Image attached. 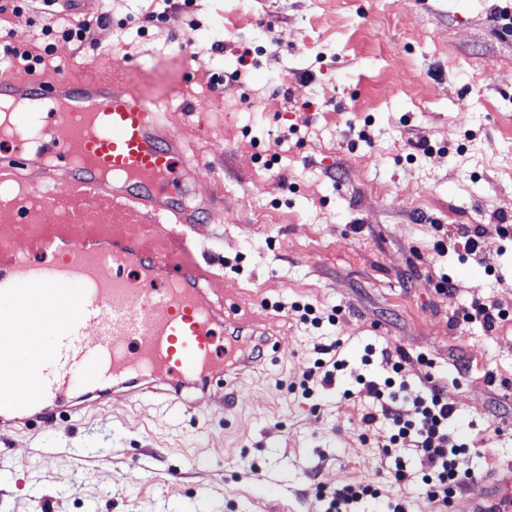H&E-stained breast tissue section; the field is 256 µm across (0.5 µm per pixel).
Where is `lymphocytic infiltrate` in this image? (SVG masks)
I'll use <instances>...</instances> for the list:
<instances>
[{"label":"lymphocytic infiltrate","instance_id":"f902f5d3","mask_svg":"<svg viewBox=\"0 0 512 512\" xmlns=\"http://www.w3.org/2000/svg\"><path fill=\"white\" fill-rule=\"evenodd\" d=\"M403 354L387 358L392 375L384 381H365L367 397L377 401L379 416L389 420L395 432L384 455L393 448H411L419 459L424 494L428 500L447 503L449 495L470 477L459 470L453 456L458 445L448 431V420L455 407L442 385L430 383L426 393H412L402 380Z\"/></svg>","mask_w":512,"mask_h":512}]
</instances>
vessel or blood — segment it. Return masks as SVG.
Masks as SVG:
<instances>
[{
  "label": "vessel or blood",
  "mask_w": 512,
  "mask_h": 512,
  "mask_svg": "<svg viewBox=\"0 0 512 512\" xmlns=\"http://www.w3.org/2000/svg\"><path fill=\"white\" fill-rule=\"evenodd\" d=\"M10 99L23 102L13 123L36 141L0 152L1 184L42 207L63 187L74 200L153 218L159 241L75 231L74 211L58 224H20L26 248L0 241V427L57 418L78 380L99 388L151 379L176 397L182 382L220 366L233 387L251 360L221 357L216 336L234 321L210 297V269H174L163 257L168 225L197 223L219 201L190 198L189 182L208 168L185 159L166 113L129 83L53 72L1 74L0 100Z\"/></svg>",
  "instance_id": "obj_1"
}]
</instances>
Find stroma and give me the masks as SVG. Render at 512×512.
<instances>
[{
  "instance_id": "1",
  "label": "stroma",
  "mask_w": 512,
  "mask_h": 512,
  "mask_svg": "<svg viewBox=\"0 0 512 512\" xmlns=\"http://www.w3.org/2000/svg\"><path fill=\"white\" fill-rule=\"evenodd\" d=\"M164 12L143 23L145 10ZM512 0H101L67 11L83 39L54 38V16L0 0V36L43 69H121L170 112L188 157L209 168L195 192L220 212L171 233L166 260L210 267L214 297L263 356L237 382L100 398L74 386L76 411L0 431V512H325L326 491L370 482L358 512H481L486 474L512 464ZM222 48H214V41ZM223 76L224 87H210ZM297 127L275 147L273 131ZM485 263L436 254L463 227ZM459 285L441 288L442 276ZM335 312L301 324L290 305ZM504 311L495 330L465 320L473 302ZM347 363L304 394L320 345ZM403 350L414 391L447 385L448 430L473 479L449 506L429 501L419 460L395 481L380 455L391 427L354 375H387Z\"/></svg>"
}]
</instances>
